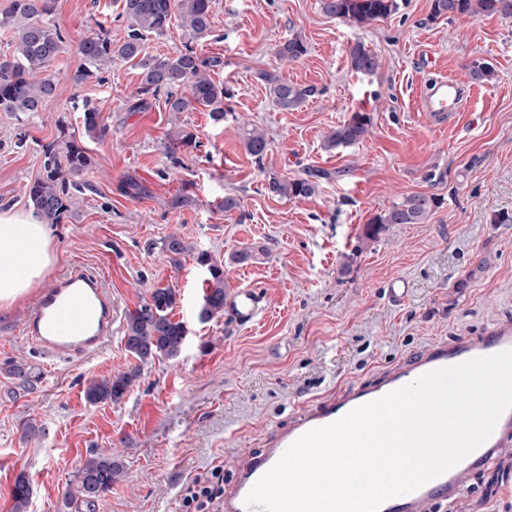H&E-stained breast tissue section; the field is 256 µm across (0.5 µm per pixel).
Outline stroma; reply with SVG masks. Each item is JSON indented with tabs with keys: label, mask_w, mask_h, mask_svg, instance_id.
Segmentation results:
<instances>
[{
	"label": "stroma",
	"mask_w": 512,
	"mask_h": 512,
	"mask_svg": "<svg viewBox=\"0 0 512 512\" xmlns=\"http://www.w3.org/2000/svg\"><path fill=\"white\" fill-rule=\"evenodd\" d=\"M432 0H400L396 14L358 28L326 16L320 0H215L213 31L191 41L179 25L149 37L151 53L166 55L193 43L224 67L213 75L229 92L223 121L202 108L174 114L163 97L132 110L140 83L135 62L114 60L104 82L79 83L81 38L123 33L115 0H54L53 18L67 50L54 67L57 88L23 120L0 112V203L27 210L25 188L42 170V144L58 120L82 134L84 102L108 126L89 142L95 165L90 188L64 223L53 225L57 262L47 283L86 266L101 272L118 306L112 344L94 357L48 362L22 331L34 308L26 301L0 317V512H11L18 476L32 490L28 512L65 508L82 460L112 451L125 475L96 512H181L180 489L219 468L232 480L239 461L265 447L305 407L377 379L431 345L480 336L512 321V18L431 20ZM302 35L308 52L280 62L276 47ZM363 44L380 60L371 75L355 72L349 51ZM491 78L473 81V61ZM315 86V97L284 112L261 74ZM450 75L473 94L447 121L418 110L429 79ZM371 117L366 137L329 150L325 135L353 113ZM262 130V159L248 155L245 130ZM198 145L171 161L165 145L177 130ZM327 171L318 196L288 200L266 189L270 176L294 178ZM136 178L144 194L122 190ZM191 205L170 206L183 185ZM435 195L438 206L420 224H393L377 239L365 225L413 193ZM240 206L222 211L225 195ZM193 250L172 262L161 249L170 233ZM257 244L256 261L232 254ZM204 251L224 264L227 289H259L266 314L250 325L223 316L200 321ZM404 280L403 302L388 286ZM171 286L172 312L188 328L173 359L141 366L124 399L91 405L83 391L94 380L137 365L125 349L126 319L151 291ZM34 367L40 379L23 392L3 370L7 361ZM35 420L44 434L26 438ZM458 512H512V459L480 471Z\"/></svg>",
	"instance_id": "stroma-1"
}]
</instances>
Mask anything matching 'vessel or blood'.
Returning a JSON list of instances; mask_svg holds the SVG:
<instances>
[{"instance_id":"obj_1","label":"vessel or blood","mask_w":512,"mask_h":512,"mask_svg":"<svg viewBox=\"0 0 512 512\" xmlns=\"http://www.w3.org/2000/svg\"><path fill=\"white\" fill-rule=\"evenodd\" d=\"M468 96L465 84L445 76L427 83L421 105L424 111L440 120L446 118L450 107H461ZM225 306L232 318L242 325L255 322L263 309L259 293L251 288L235 289ZM115 314L116 307L101 275L77 266L42 291L24 333L52 359L94 355L111 342ZM505 350H512V323L508 321L497 323L481 336H462L449 343L435 344L406 365L384 373L375 382L347 389L306 407L266 448L241 460L233 480L224 490V512H262L261 508L246 505L248 493L287 448L308 431L334 423L354 408L401 389L422 375ZM511 449L512 409H509L480 447L416 490L388 499L381 505L380 512H453L474 472L489 466Z\"/></svg>"}]
</instances>
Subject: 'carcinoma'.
Listing matches in <instances>:
<instances>
[{
  "label": "carcinoma",
  "mask_w": 512,
  "mask_h": 512,
  "mask_svg": "<svg viewBox=\"0 0 512 512\" xmlns=\"http://www.w3.org/2000/svg\"><path fill=\"white\" fill-rule=\"evenodd\" d=\"M121 11L117 18L126 23L124 36L112 40L108 30L85 38L78 44L83 66L75 73V81L90 79L102 81V71L115 59L136 62L141 81L137 101L131 106L139 110L148 105V97L165 93L166 109L186 112L191 108L208 109L215 121L224 120V98L227 90L217 85L210 73L223 67L218 56L204 57L187 45L174 55L157 56L147 52V38L162 36L172 22L178 21L195 40L208 37L212 32L215 0H116ZM322 11L354 26L363 27L375 20L386 18L400 8L399 0H320ZM53 0H10L8 8L0 13V27L10 33L7 48L11 53H0V112L20 116L39 112L44 102L56 91L54 63L65 52L66 38L53 23ZM457 15L472 17L499 15L512 17V0H432L431 18L448 19ZM307 53L304 39L295 35L281 43L276 54L281 61L296 62ZM353 70L372 74L379 68L377 56L360 43L349 52ZM277 108L288 111L298 108L317 93L313 86L290 83L271 73L263 74ZM371 118L356 112L351 118L334 128L327 136V147L354 145L369 132ZM84 133L90 139L106 135L107 126L100 112L90 103L84 104ZM60 139L43 145L40 176L26 187L25 194L34 214L44 224H61L79 203V194L87 187L82 176L94 164L82 140L68 133L65 121H58ZM195 143L194 135L180 130L169 136L166 150L177 160L181 146ZM246 152L261 160L267 150L265 133L250 130L243 139ZM328 173L312 170L305 177L269 179L267 190L288 199H309L319 193V179ZM437 206V197L423 193L411 194L375 216L367 225L364 237L372 239L390 224H421ZM162 249L170 259L189 251L181 236L168 235ZM199 265L207 268L208 287L203 296L200 320L209 321L224 315L228 291L224 284V265L209 254L197 255ZM177 301L176 290L156 288L150 300L127 318L123 339L125 350L137 358L140 365L120 371L108 378L88 384L84 397L88 404L116 403L123 399L140 374L141 365L157 358H176L183 349L188 330L181 321H174L170 313ZM8 375L18 380L24 391L34 388L37 376L23 361L6 363ZM123 476V466L112 454L94 452L87 456L76 474V487L69 493V502L85 506L94 512L97 502L112 490V485ZM31 489L24 475H19L13 488V512H27Z\"/></svg>",
  "instance_id": "cac0c4a2"
}]
</instances>
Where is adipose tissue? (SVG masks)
Listing matches in <instances>:
<instances>
[{"instance_id": "adipose-tissue-1", "label": "adipose tissue", "mask_w": 512, "mask_h": 512, "mask_svg": "<svg viewBox=\"0 0 512 512\" xmlns=\"http://www.w3.org/2000/svg\"><path fill=\"white\" fill-rule=\"evenodd\" d=\"M55 260L49 225L30 212L0 209V316L29 296Z\"/></svg>"}]
</instances>
